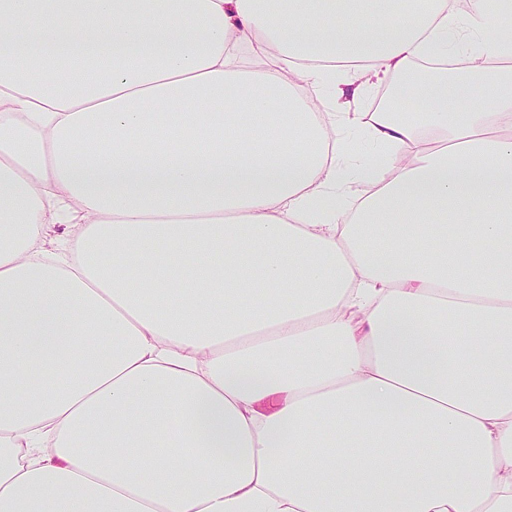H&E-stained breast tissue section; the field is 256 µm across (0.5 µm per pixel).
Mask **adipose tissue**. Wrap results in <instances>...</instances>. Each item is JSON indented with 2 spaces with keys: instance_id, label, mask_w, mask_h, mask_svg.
Returning <instances> with one entry per match:
<instances>
[{
  "instance_id": "1",
  "label": "adipose tissue",
  "mask_w": 512,
  "mask_h": 512,
  "mask_svg": "<svg viewBox=\"0 0 512 512\" xmlns=\"http://www.w3.org/2000/svg\"><path fill=\"white\" fill-rule=\"evenodd\" d=\"M429 3L0 0V512H512V27Z\"/></svg>"
}]
</instances>
